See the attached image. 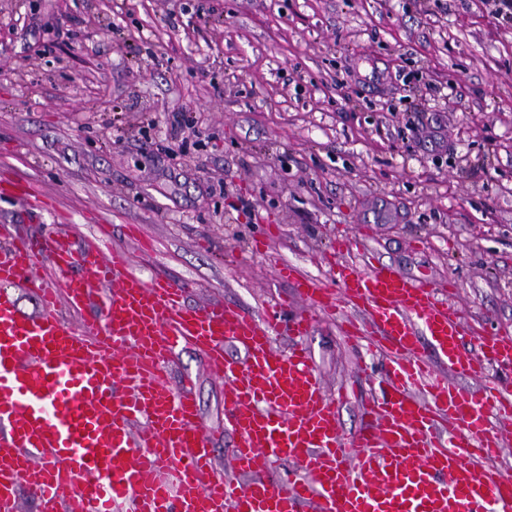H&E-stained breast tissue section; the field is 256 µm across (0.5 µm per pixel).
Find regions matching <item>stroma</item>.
I'll return each mask as SVG.
<instances>
[{"label": "stroma", "mask_w": 512, "mask_h": 512, "mask_svg": "<svg viewBox=\"0 0 512 512\" xmlns=\"http://www.w3.org/2000/svg\"><path fill=\"white\" fill-rule=\"evenodd\" d=\"M0 165L73 234L143 225L144 277L263 316L285 261L332 286L337 238L452 284L471 331L512 337V23L481 0H0ZM268 241L252 252V238ZM338 319L302 342L353 438L375 388ZM218 430L224 383L186 347ZM231 437L216 442L230 471Z\"/></svg>", "instance_id": "35a3bbf8"}]
</instances>
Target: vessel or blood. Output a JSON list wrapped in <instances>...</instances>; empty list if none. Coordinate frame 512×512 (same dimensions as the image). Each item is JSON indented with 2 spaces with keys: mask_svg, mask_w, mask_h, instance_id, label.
Returning a JSON list of instances; mask_svg holds the SVG:
<instances>
[{
  "mask_svg": "<svg viewBox=\"0 0 512 512\" xmlns=\"http://www.w3.org/2000/svg\"><path fill=\"white\" fill-rule=\"evenodd\" d=\"M0 200L36 222L49 211L21 178L0 177ZM109 239L100 224L87 239L0 243V512L25 500L34 512H512V476L486 465L512 428V390L486 379L512 372V338L483 336L464 353L445 286L347 261L361 244L345 236L335 288L278 268L314 312L284 303L259 318L187 303L184 283L144 278ZM18 288L39 312L19 308ZM320 313L343 314L345 335L385 355L361 366L377 392L349 446L308 350L273 346L283 328L309 335ZM228 340L244 359L225 355ZM425 342L440 366L422 358ZM185 345L224 382L233 476L214 472L194 378L168 373Z\"/></svg>",
  "mask_w": 512,
  "mask_h": 512,
  "instance_id": "1",
  "label": "vessel or blood"
}]
</instances>
